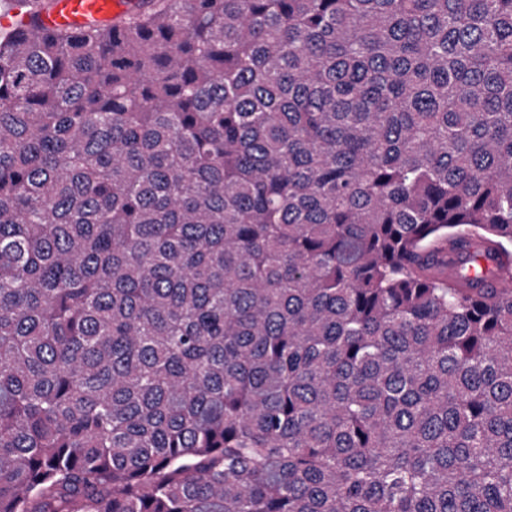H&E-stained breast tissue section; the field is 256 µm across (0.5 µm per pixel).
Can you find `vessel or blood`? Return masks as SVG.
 Returning a JSON list of instances; mask_svg holds the SVG:
<instances>
[{
  "instance_id": "b4317fda",
  "label": "vessel or blood",
  "mask_w": 512,
  "mask_h": 512,
  "mask_svg": "<svg viewBox=\"0 0 512 512\" xmlns=\"http://www.w3.org/2000/svg\"><path fill=\"white\" fill-rule=\"evenodd\" d=\"M134 6V0H0V33L24 32L36 24L47 32L109 26Z\"/></svg>"
}]
</instances>
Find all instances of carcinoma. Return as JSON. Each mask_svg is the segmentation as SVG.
I'll return each mask as SVG.
<instances>
[{
    "mask_svg": "<svg viewBox=\"0 0 512 512\" xmlns=\"http://www.w3.org/2000/svg\"><path fill=\"white\" fill-rule=\"evenodd\" d=\"M509 277L512 0L0 38V512H512Z\"/></svg>",
    "mask_w": 512,
    "mask_h": 512,
    "instance_id": "cac0c4a2",
    "label": "carcinoma"
}]
</instances>
